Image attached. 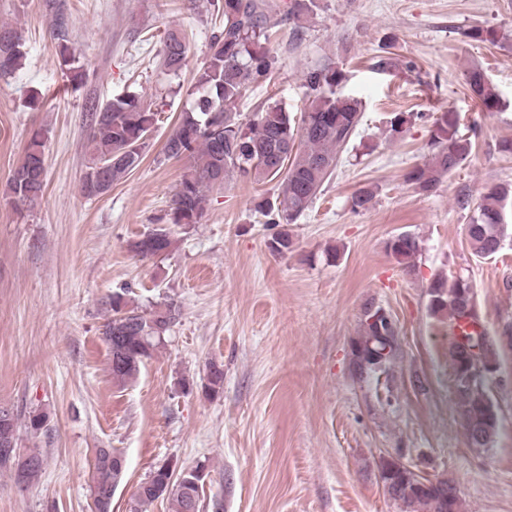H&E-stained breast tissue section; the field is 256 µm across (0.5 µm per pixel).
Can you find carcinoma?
Segmentation results:
<instances>
[{
	"label": "carcinoma",
	"mask_w": 512,
	"mask_h": 512,
	"mask_svg": "<svg viewBox=\"0 0 512 512\" xmlns=\"http://www.w3.org/2000/svg\"><path fill=\"white\" fill-rule=\"evenodd\" d=\"M217 10L223 25L209 42L206 59L195 76L189 111L165 142L167 158L190 157L191 166L182 177L167 213L169 224H197L205 213L208 193L237 174L256 183L277 181L279 192L256 204V210L268 224H295L311 207L321 188L334 174L340 154L348 150L363 117L362 102L336 91L345 73L339 64L329 63L304 74L308 100L300 116L272 101L242 120L238 104L251 84L261 85L271 79L278 60L268 45L281 20L271 12L267 0H218ZM320 8V0H290L288 21L294 25ZM465 37L497 44L507 38L494 28L475 27ZM25 53L18 32L0 26V76L10 75L24 65ZM186 46L180 33L167 34L162 65L178 72L185 65ZM466 84L484 110L499 108L497 88L480 68L465 74ZM424 119L418 113L396 112L387 124L391 135ZM157 123L156 113L144 107L137 96L119 95L104 105H92L88 135L89 165L80 191L87 198L108 193L139 167L143 149ZM434 152L422 166L412 169L407 179L418 193L435 191L442 178L458 168L471 155L473 141L460 132L457 117L443 112L434 118L431 130ZM46 130L32 131L24 156L8 182L9 200L14 206L29 208L41 198L45 186L44 144ZM371 187L358 189L351 197V208L365 209L374 198ZM512 203V185L497 184L485 191L465 227L474 255L489 257L499 252L507 236L504 211ZM171 234L162 225L128 243L135 257L147 258L170 250ZM288 230L273 235L272 253L288 252ZM388 249L405 268L414 267L419 252L417 240L401 234L388 242ZM431 315H448L453 330L450 358L456 387V407L463 428L473 447L485 448L499 427V415L487 393V378L471 380L460 348L458 323L466 315L477 314L472 288L468 283L441 276L429 284ZM111 316L103 325L102 335L109 346L112 377L124 385L134 380L145 360L164 340V335L180 317V309L170 303L145 313L122 294L112 296ZM380 309H366L365 335L354 346L359 371H374L385 366L396 354V330L382 334L371 318ZM472 344L480 349L485 365L497 366L498 348L485 331L471 334ZM17 430V417L0 418V467L21 475L23 484L31 483L43 467L42 452L30 448L17 455L4 447L3 440ZM123 455L113 448H99L95 453L93 496L96 512H112V495L122 478ZM205 474L201 469L180 472L173 480L168 468L155 469L142 482L131 504V512H147L155 501L168 500L171 512H200V491ZM386 493L401 502L405 512H459V495L448 496L452 483L438 480L421 485L417 475L398 462L383 467Z\"/></svg>",
	"instance_id": "carcinoma-1"
}]
</instances>
